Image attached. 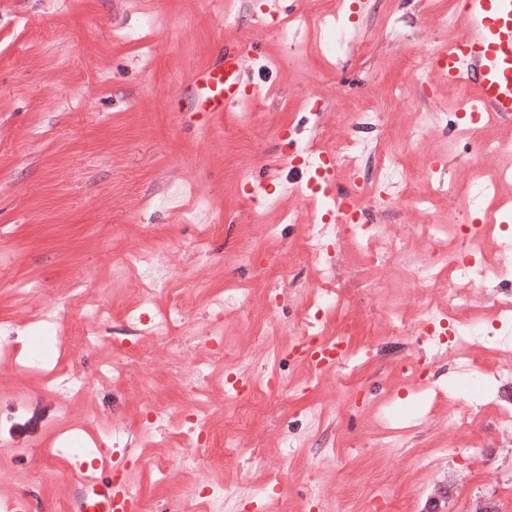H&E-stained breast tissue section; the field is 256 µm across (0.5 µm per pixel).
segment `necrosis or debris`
Instances as JSON below:
<instances>
[{
	"label": "necrosis or debris",
	"mask_w": 512,
	"mask_h": 512,
	"mask_svg": "<svg viewBox=\"0 0 512 512\" xmlns=\"http://www.w3.org/2000/svg\"><path fill=\"white\" fill-rule=\"evenodd\" d=\"M414 123L418 128L440 131L452 128L448 139L449 150L466 145L476 158H500L499 178L512 180V144L493 137L490 133L495 121L484 117L478 122L449 118L447 113L429 114L415 111ZM367 128L375 131L374 139L358 136L357 131ZM335 166L345 168L356 188L358 206L355 209H339L335 223L326 224L320 219H305L301 211L288 215L292 224L305 228L303 253L316 261L330 258L333 242L353 238L375 254L377 267H386L389 258L402 253L411 237L418 236L427 243L422 258L402 271L404 281L416 288L440 295L444 305L436 308L424 305L420 319L410 324L399 314L392 312L395 336L424 335L429 351L442 352L451 349L455 359L464 365L461 387L464 392H483L489 381L512 382V337L505 329L512 323V301H500L496 310L495 330H488L483 322L470 321L461 316L468 303L467 288L489 284L512 285V225L507 218L512 215V199L503 198L495 204H487L490 186L475 188L467 201H458L452 186L442 181L429 182L428 192L418 186L428 182L426 174L408 170L403 162L404 146L389 140L385 133L382 110L372 112H343L336 119ZM371 170L375 188L366 191L364 170ZM449 202L454 206L455 218L446 224L433 220L436 202ZM396 205L407 207L424 215L421 224H372L366 219L367 212L380 211ZM481 212L482 223H469L471 212ZM499 229L500 237L494 261H486V237L490 230ZM124 263L137 270L141 285L133 289V299L128 314L137 322L148 325L152 340L167 339L171 329L189 316L185 303L168 307L160 315H153L154 298L167 293L171 276L158 262L154 253L139 250L127 253ZM448 326L452 341L437 336L436 329ZM41 340L29 361L32 369L41 371L60 404L79 394L91 391L97 381L122 376V364L113 362L101 368L95 377L82 378L55 375L56 365L63 359L65 338L57 327L54 315L40 317L35 327Z\"/></svg>",
	"instance_id": "1"
}]
</instances>
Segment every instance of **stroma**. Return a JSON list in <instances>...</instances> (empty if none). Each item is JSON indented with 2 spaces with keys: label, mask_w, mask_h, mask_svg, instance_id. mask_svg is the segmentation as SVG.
Here are the masks:
<instances>
[{
  "label": "stroma",
  "mask_w": 512,
  "mask_h": 512,
  "mask_svg": "<svg viewBox=\"0 0 512 512\" xmlns=\"http://www.w3.org/2000/svg\"><path fill=\"white\" fill-rule=\"evenodd\" d=\"M461 0H377L363 7L356 25L363 41L348 58L323 55L316 17L332 18L336 0H0V321L28 337L47 305L61 312L67 336V374L92 376L114 354L127 356L122 378L68 405L48 392L40 373L0 368V499L29 497L34 512H71L81 486V466L109 457L141 489L147 512H179L187 491L223 483L262 488L254 502L234 501L226 512H320L301 486L315 474L334 512H361L375 490L386 494L384 512H512V436L483 418L464 434L448 428L446 413L460 395L459 366L442 356L429 363L440 395L422 400L418 367L401 370L403 347L390 314L404 306L418 315L414 289L392 269L368 287V260L344 240L337 264L324 268L299 257L304 228L284 221L289 210L319 214L321 194L306 190L312 174L293 170L286 131L331 150L318 128L337 113L382 109L387 135L406 142L403 162L420 170L433 164L434 179L452 182L458 195L472 192L464 168L489 180L494 164L462 163L448 153L446 136L414 135L410 104L423 111L455 108V86L435 74L432 88L413 84L408 54L375 33L389 15L400 18L414 51H436L452 41L438 17ZM232 7L236 27L224 25ZM298 17L291 53L277 23ZM245 38L261 59L247 78L259 89L251 111L220 115L189 111L186 97L196 73L213 59L220 41ZM402 90L391 99L389 89ZM321 99L311 114L308 93ZM268 181L272 190L245 196V182ZM206 248H198V240ZM150 249L174 277L171 292L155 299L165 310L180 297L193 304L171 340L188 345V357L216 365L205 396L190 400L167 344L148 356L134 345L146 327L127 315L136 271L119 260ZM341 297L314 327L321 337H346L357 357L350 380L362 391L358 408L336 412L332 378L314 381L295 362L282 394L258 389L259 411L240 435L242 453L224 461L225 395L230 380L268 378L271 352L294 344L287 335L299 302L310 301L321 281ZM288 289L292 300L273 309L268 291ZM239 288L250 303L216 318L225 291ZM104 300L111 317L103 328L111 343L95 351L73 339L83 323L69 305ZM377 343L379 352L368 349ZM176 408L155 437H142L143 386ZM417 407L421 419L404 447L385 450L382 412L390 398ZM326 407L319 426L306 416ZM195 407L207 426L205 459L180 462L182 408ZM88 443L68 446V429ZM118 428L125 442L104 440ZM300 439L288 453V436ZM431 468H420V458Z\"/></svg>",
  "instance_id": "obj_1"
}]
</instances>
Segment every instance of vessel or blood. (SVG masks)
I'll return each mask as SVG.
<instances>
[{
  "instance_id": "b4317fda",
  "label": "vessel or blood",
  "mask_w": 512,
  "mask_h": 512,
  "mask_svg": "<svg viewBox=\"0 0 512 512\" xmlns=\"http://www.w3.org/2000/svg\"><path fill=\"white\" fill-rule=\"evenodd\" d=\"M255 49L243 38L225 41L208 67L201 70L188 93L199 112H228L241 101L253 98L256 87L243 76L246 60ZM433 62L449 83L470 87L473 97L469 119L486 113L500 122L512 123V0H463L462 26L448 47L438 50ZM316 173L326 192L346 200L348 191L337 190L335 166L321 158ZM83 477L76 512H123L125 491L113 481L101 479L107 463Z\"/></svg>"
}]
</instances>
